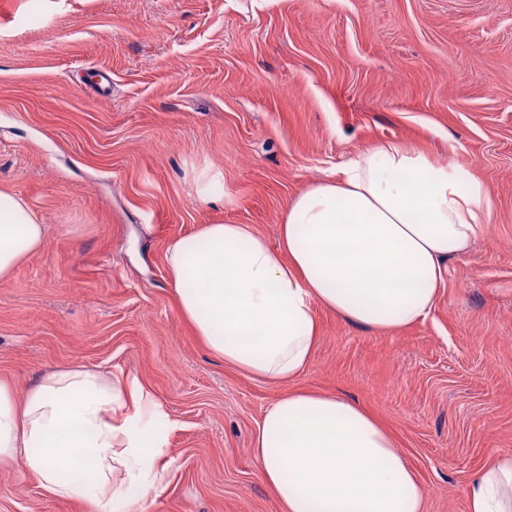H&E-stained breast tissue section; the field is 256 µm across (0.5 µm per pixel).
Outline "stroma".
Instances as JSON below:
<instances>
[{"label":"stroma","mask_w":512,"mask_h":512,"mask_svg":"<svg viewBox=\"0 0 512 512\" xmlns=\"http://www.w3.org/2000/svg\"><path fill=\"white\" fill-rule=\"evenodd\" d=\"M386 141L488 188L431 313L376 333L318 310L290 386L211 356L169 284L172 241L227 223L276 244L293 196ZM210 167L224 193L204 201ZM0 190L46 226L0 281V381L21 401L58 369L138 378L165 481L134 512H278L252 442L292 388L375 415L426 512H469L470 478L512 456V0H0ZM0 512L90 507L18 456Z\"/></svg>","instance_id":"35a3bbf8"}]
</instances>
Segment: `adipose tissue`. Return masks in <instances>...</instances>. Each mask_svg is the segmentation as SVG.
Segmentation results:
<instances>
[{"instance_id":"1","label":"adipose tissue","mask_w":512,"mask_h":512,"mask_svg":"<svg viewBox=\"0 0 512 512\" xmlns=\"http://www.w3.org/2000/svg\"><path fill=\"white\" fill-rule=\"evenodd\" d=\"M489 213L487 187L469 171L385 142L293 197L277 245L246 224H206L175 239L168 279L212 355L290 383L311 362L317 309L378 332L424 319L448 259L468 249ZM44 233L23 199L0 192V279ZM159 414L138 379L117 387L86 367L46 375L20 402L0 381V461L23 456L52 496L117 512L165 479ZM254 456L278 512H424L425 489L392 434L340 395L283 394L263 415ZM464 493L469 512H512V457L492 456Z\"/></svg>"}]
</instances>
